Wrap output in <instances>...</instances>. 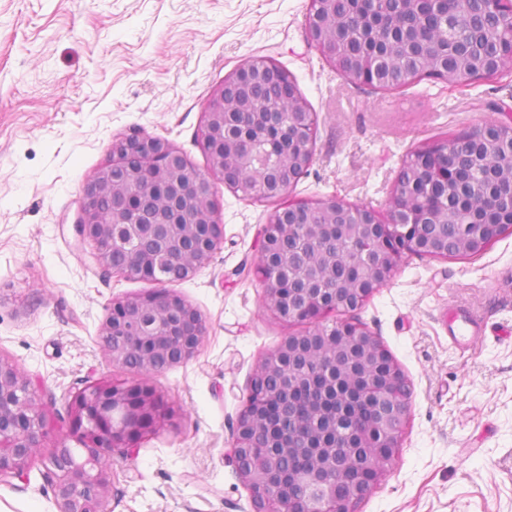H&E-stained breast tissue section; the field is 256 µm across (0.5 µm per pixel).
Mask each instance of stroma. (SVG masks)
<instances>
[{"label": "stroma", "mask_w": 512, "mask_h": 512, "mask_svg": "<svg viewBox=\"0 0 512 512\" xmlns=\"http://www.w3.org/2000/svg\"><path fill=\"white\" fill-rule=\"evenodd\" d=\"M309 0H0V358L49 415L46 448L69 430L68 402L133 382L97 344L113 298L150 282L102 271L74 226L86 180L112 142L139 128L198 170L205 102L243 63L266 56L317 115L316 151L289 201L341 197L385 209L403 156L484 123H512V80L382 91L336 74L309 45ZM224 243L175 291L207 333L196 356L152 377L172 411L112 465L109 512H250L229 452L261 360L295 323L263 306L257 239L274 204L215 185ZM485 327L448 339V310ZM412 384L393 469L359 512H512V235L467 259L410 257L358 313ZM0 512H56L41 459L0 478Z\"/></svg>", "instance_id": "35a3bbf8"}]
</instances>
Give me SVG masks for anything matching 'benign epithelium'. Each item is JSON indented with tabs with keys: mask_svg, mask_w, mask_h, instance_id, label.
Here are the masks:
<instances>
[{
	"mask_svg": "<svg viewBox=\"0 0 512 512\" xmlns=\"http://www.w3.org/2000/svg\"><path fill=\"white\" fill-rule=\"evenodd\" d=\"M329 0H309L306 34L309 44L344 79L355 84L381 88L382 72L367 71L357 60L336 53V44L345 32L328 34L323 10ZM492 69L474 80L503 76L512 72V32L499 37L493 51ZM264 56L241 65L207 99L200 144L210 159L211 172L193 167L185 155L168 142L145 132L134 131L112 142V160L97 170L83 190L82 217L74 225L80 241L93 246L96 264L106 272L127 279L158 284L151 291L112 301L98 335L99 343L112 366L124 369L132 355L140 358V373L148 378L192 359L206 334L200 312L169 288L171 266L182 268L187 279L210 263L224 243V226L215 218L214 182L236 190L243 179L236 169L224 166V118L231 116V127L250 135L249 157L253 167L264 173L250 183L249 197L279 199L282 204L269 222L262 225L259 240L258 272L264 283L266 308L284 322H303L311 329L297 337L289 336L268 354L254 373L245 405L232 426L230 455L236 473L250 490L252 512H357L382 478L390 472L400 451V442L410 417L411 383L389 365L386 380L369 378L366 399L378 404L375 422L368 433L395 438L396 444L364 462L353 477L355 452L327 448L311 466L295 472L299 492L284 497L274 483L279 465L268 458L254 465L255 449L262 447V412L275 394L259 388L269 366L284 367L289 358L306 353V339L325 338L333 366L345 371V359L353 350L362 359L383 364L373 350L376 335L363 325L356 313L379 289L385 287L401 262L408 256H438L435 243L424 241L419 227L433 215L418 211L400 195L397 173L388 199L386 214L338 198L317 200L302 207L283 199L313 162L316 115L310 109L294 107L299 98L293 78ZM448 82V70L431 63L403 74V84L418 79ZM269 82L279 87L277 111L262 112L252 102L242 104L228 91L240 86ZM414 160L427 196L444 212L448 189L461 180L477 177V168L459 173V162L448 142L440 141L415 154ZM303 215L332 217L331 228L340 232L346 224L365 228L356 252L364 272L346 298L336 297V289L323 285L321 268L313 266L307 282L311 287L286 292L283 284L292 280V268L274 262L282 240L296 225L291 219ZM126 254L121 267L112 265L113 252ZM164 403L146 383H96L77 392L69 405L70 434L44 458L53 481L57 512H105L112 485V461L118 455L127 460L136 448L132 440L155 429L163 416ZM76 436L79 447L68 444ZM48 435V417L31 381L16 365L0 360V477H21Z\"/></svg>",
	"mask_w": 512,
	"mask_h": 512,
	"instance_id": "obj_1",
	"label": "benign epithelium"
}]
</instances>
